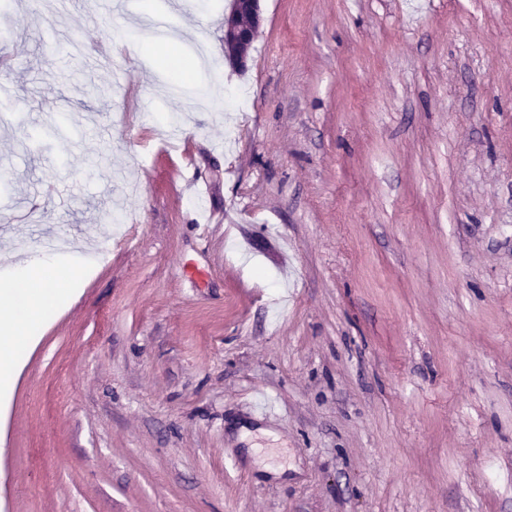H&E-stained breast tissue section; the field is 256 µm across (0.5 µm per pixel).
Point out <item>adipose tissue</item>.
Returning <instances> with one entry per match:
<instances>
[{
    "label": "adipose tissue",
    "mask_w": 512,
    "mask_h": 512,
    "mask_svg": "<svg viewBox=\"0 0 512 512\" xmlns=\"http://www.w3.org/2000/svg\"><path fill=\"white\" fill-rule=\"evenodd\" d=\"M59 260L45 253L27 260L0 283V399L7 398L39 330L71 296L52 273Z\"/></svg>",
    "instance_id": "adipose-tissue-1"
}]
</instances>
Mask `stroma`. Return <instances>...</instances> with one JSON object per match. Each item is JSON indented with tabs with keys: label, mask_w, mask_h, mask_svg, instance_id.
Segmentation results:
<instances>
[{
	"label": "stroma",
	"mask_w": 512,
	"mask_h": 512,
	"mask_svg": "<svg viewBox=\"0 0 512 512\" xmlns=\"http://www.w3.org/2000/svg\"><path fill=\"white\" fill-rule=\"evenodd\" d=\"M191 3L0 7V256L104 259L0 405V512H512V0H260L242 71Z\"/></svg>",
	"instance_id": "obj_1"
}]
</instances>
